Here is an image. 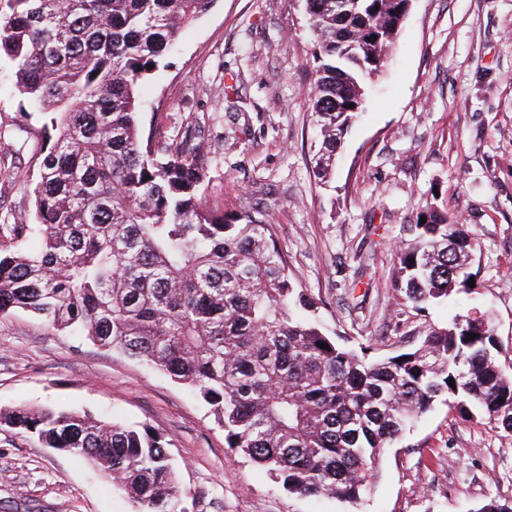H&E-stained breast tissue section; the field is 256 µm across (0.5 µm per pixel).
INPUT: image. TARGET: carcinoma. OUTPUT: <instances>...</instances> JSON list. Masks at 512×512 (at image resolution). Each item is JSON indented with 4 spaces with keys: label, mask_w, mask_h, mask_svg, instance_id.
<instances>
[{
    "label": "carcinoma",
    "mask_w": 512,
    "mask_h": 512,
    "mask_svg": "<svg viewBox=\"0 0 512 512\" xmlns=\"http://www.w3.org/2000/svg\"><path fill=\"white\" fill-rule=\"evenodd\" d=\"M213 2L0 0V58L42 141L35 222L0 224V314L29 312L186 385L227 447L291 494L358 504L382 452L443 396L512 432V364L487 313L414 329L396 354L354 353L314 319L318 300L289 277L265 214L203 205L202 141L143 137L138 85ZM303 2L323 180L407 0ZM404 231L395 285L413 305L470 289L464 225L431 204ZM0 426L93 466L134 512H184L170 443L145 424L18 407Z\"/></svg>",
    "instance_id": "obj_1"
}]
</instances>
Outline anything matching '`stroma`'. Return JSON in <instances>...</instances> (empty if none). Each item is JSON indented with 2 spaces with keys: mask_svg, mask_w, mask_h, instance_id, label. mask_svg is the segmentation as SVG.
<instances>
[{
  "mask_svg": "<svg viewBox=\"0 0 512 512\" xmlns=\"http://www.w3.org/2000/svg\"><path fill=\"white\" fill-rule=\"evenodd\" d=\"M313 36L303 0H214L139 89L144 132L194 128L212 164L204 203L267 213L289 277L320 298L328 334L391 353L421 323L492 312L512 349V0H413L385 71L367 88L327 183L306 90ZM39 122L0 62V221L31 220ZM475 242L472 293L417 312L394 285L403 227L426 205ZM19 404L148 425L170 440L188 512H479L512 501V433L434 405L385 450L376 491L352 508L278 488L236 456L209 407L121 353L27 313L0 315V410ZM0 512H132L96 470L0 427Z\"/></svg>",
  "mask_w": 512,
  "mask_h": 512,
  "instance_id": "1",
  "label": "stroma"
}]
</instances>
